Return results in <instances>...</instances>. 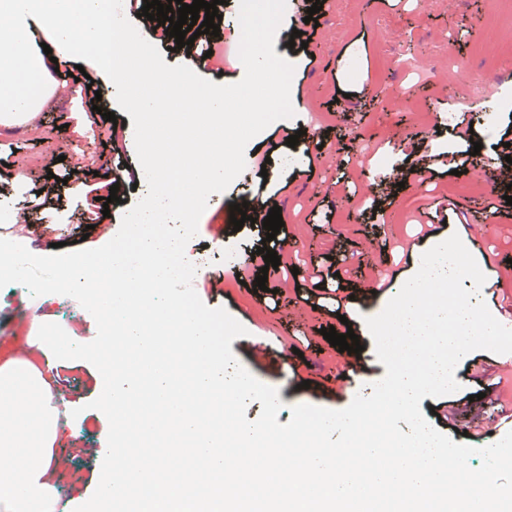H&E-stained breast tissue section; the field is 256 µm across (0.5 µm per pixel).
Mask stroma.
I'll return each mask as SVG.
<instances>
[{"instance_id":"obj_1","label":"stroma","mask_w":512,"mask_h":512,"mask_svg":"<svg viewBox=\"0 0 512 512\" xmlns=\"http://www.w3.org/2000/svg\"><path fill=\"white\" fill-rule=\"evenodd\" d=\"M314 0H287L274 50L294 66L290 97L294 116L272 122L246 147L244 171L222 193L211 194L198 222L191 248L213 260L196 272L194 289L209 307L225 308L247 330L231 350L259 381L274 387L283 407L279 423H288L291 408L309 404L346 408L386 373L376 355L365 320L385 308L389 293L376 281L402 282L413 276L428 249L459 235L481 271L487 272L480 297L494 317L512 318V215L494 213L487 227H472L470 215L490 196L507 193L506 182L485 174L482 158L494 155L503 134H512V112L498 116L492 132L481 127L482 113L494 110L487 87L512 96V77L496 78L488 54L480 48L478 26L497 18L498 35H512V0H324L316 23H305ZM296 29L306 30L307 47H290ZM83 66L104 91L101 113L91 112L84 95H73V71ZM55 92L47 99L38 131L0 126V193L15 206L13 236L33 254H52L66 242L68 250L93 249L119 231L123 214L142 196L135 189L140 166L131 116L118 108L116 88L92 62L62 59ZM115 113L116 122L105 113ZM457 122L468 120L479 160L461 176L444 168L427 169L424 158L452 152L459 145L447 129L432 126L428 115ZM299 134L297 165L289 171L273 160L287 149L289 135ZM116 135L117 148L107 147ZM27 155L40 166L20 169ZM267 160L266 168L256 160ZM122 175L120 202L110 215L86 229L83 181L106 185L108 174ZM68 175L51 204L41 191L47 174ZM461 180L470 190L446 193ZM274 199L284 225L269 248L278 268L269 270L266 290H258L255 270L244 277L226 274L224 252L247 258L256 228L234 230L231 205L242 196ZM350 255L352 269L343 278L328 277L332 260ZM220 277L211 287V277ZM325 291L309 295L317 281ZM44 312L40 298L16 288L0 289V344L24 336L29 316ZM353 329L364 346L358 361L338 351L321 328ZM288 351L291 370H281L279 351ZM460 388L449 396L424 397L428 422L450 433L457 444H474L470 435L452 433L442 413L449 401L477 396L470 423L499 441L512 431V353L481 351L479 360L464 356L456 367ZM150 381L136 368L113 375L100 373L96 359L77 362L62 376L59 389L71 404L68 427L75 435L60 449L65 465L57 475L62 512H87L96 499L98 479L111 454L108 415L97 404L100 390L112 387L147 395Z\"/></svg>"}]
</instances>
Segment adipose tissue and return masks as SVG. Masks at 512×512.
<instances>
[{"label":"adipose tissue","mask_w":512,"mask_h":512,"mask_svg":"<svg viewBox=\"0 0 512 512\" xmlns=\"http://www.w3.org/2000/svg\"><path fill=\"white\" fill-rule=\"evenodd\" d=\"M110 0H0V124L36 130L42 93L17 89L22 74L39 71L29 46L27 24L46 22L59 54L85 47L111 61L112 43L102 34ZM146 277L114 274L112 294L121 300L122 314L112 327L111 354L96 355L105 373L125 369L131 357L147 365L152 378V403L170 396L180 402L169 410L166 430L154 418L135 419L131 395L108 391L101 406L116 422L109 468L99 496L89 512H105L119 499L133 512H197L208 503L210 512H504L506 500L487 473L483 481L456 487L441 464L445 444L429 438L433 452L420 456L417 448L398 438L384 447L362 449L360 459L371 475L391 470L414 477L422 466L435 476L418 486L409 502L374 495L368 487L349 490L350 474L336 463V453L319 450L307 464L289 473L287 482L264 485L263 473L278 469L283 456L296 453L297 439L271 445L262 470L243 480L228 471L231 448L242 433L218 429L224 407L246 382L226 381L211 359L207 328L198 326L176 295L159 254H144ZM92 354L81 322L55 332L51 314L30 326L24 341L0 357V449H6L8 480L0 481V512H58L53 477L63 464L58 445L70 403L58 390V380L75 358ZM157 444V451L132 465L131 444Z\"/></svg>","instance_id":"ef3b65f1"}]
</instances>
